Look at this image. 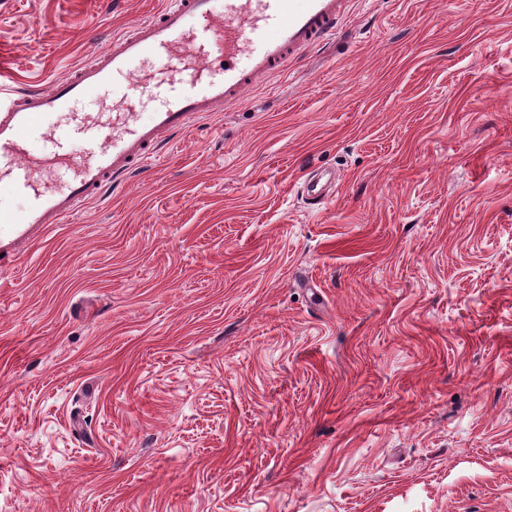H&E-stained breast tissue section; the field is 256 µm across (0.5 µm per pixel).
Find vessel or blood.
Wrapping results in <instances>:
<instances>
[{"instance_id":"1","label":"vessel or blood","mask_w":512,"mask_h":512,"mask_svg":"<svg viewBox=\"0 0 512 512\" xmlns=\"http://www.w3.org/2000/svg\"><path fill=\"white\" fill-rule=\"evenodd\" d=\"M347 0H171L154 16L133 23L111 45L64 77L38 88L15 87L0 98V191L28 198L23 214L0 208L10 235L31 239L33 228L65 222L79 205L102 197L141 170L166 140L282 72L289 62L324 47L343 18ZM168 89L158 92L149 122L102 115L99 138L72 155L56 137L51 117L68 112L89 91L109 87L138 58L174 59ZM47 141L50 159L70 178L58 189L39 181L30 138Z\"/></svg>"}]
</instances>
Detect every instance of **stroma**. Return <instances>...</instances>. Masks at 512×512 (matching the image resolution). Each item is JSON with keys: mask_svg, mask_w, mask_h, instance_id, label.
<instances>
[{"mask_svg": "<svg viewBox=\"0 0 512 512\" xmlns=\"http://www.w3.org/2000/svg\"><path fill=\"white\" fill-rule=\"evenodd\" d=\"M164 2L0 0V72ZM0 512H512V0H348L1 266Z\"/></svg>", "mask_w": 512, "mask_h": 512, "instance_id": "stroma-1", "label": "stroma"}]
</instances>
